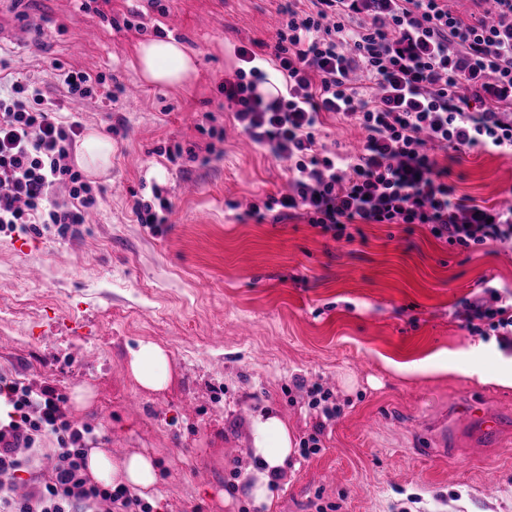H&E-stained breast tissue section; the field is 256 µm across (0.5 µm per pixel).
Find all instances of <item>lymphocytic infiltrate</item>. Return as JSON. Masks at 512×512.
Wrapping results in <instances>:
<instances>
[{
  "label": "lymphocytic infiltrate",
  "mask_w": 512,
  "mask_h": 512,
  "mask_svg": "<svg viewBox=\"0 0 512 512\" xmlns=\"http://www.w3.org/2000/svg\"><path fill=\"white\" fill-rule=\"evenodd\" d=\"M493 2L489 23L465 21L448 0H285L271 42L238 47L241 66L219 85L244 133L288 164V193L265 209L304 210L337 239L353 224H422L465 249L512 242V206L458 197L427 152L512 154V0ZM272 70L283 84L266 95ZM61 110L28 76L0 92V224H50L64 238L95 207L68 163L82 125ZM331 115L365 131L361 150L320 145ZM61 186L68 197L54 200ZM0 397L11 407L0 421V512H152L128 490L91 482L90 429L67 419L54 387L0 375ZM49 434L57 446L43 467Z\"/></svg>",
  "instance_id": "1"
}]
</instances>
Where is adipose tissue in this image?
I'll list each match as a JSON object with an SVG mask.
<instances>
[{
    "mask_svg": "<svg viewBox=\"0 0 512 512\" xmlns=\"http://www.w3.org/2000/svg\"><path fill=\"white\" fill-rule=\"evenodd\" d=\"M130 65L144 83L154 86L185 87L197 72L195 52L170 36L141 41ZM75 161L91 175L105 174L112 166L111 140L97 131H88L76 150ZM125 364L144 391L158 394L168 387L169 356L160 344L139 342L129 349ZM248 431L249 495L254 507L260 508L269 505L275 486L272 476L287 470L296 453L295 441L279 412L271 407L250 415ZM85 463L95 481L125 486L144 497L153 492L158 481L154 459L146 452L115 459L106 449L91 448Z\"/></svg>",
    "mask_w": 512,
    "mask_h": 512,
    "instance_id": "obj_1",
    "label": "adipose tissue"
}]
</instances>
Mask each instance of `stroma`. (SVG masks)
Wrapping results in <instances>:
<instances>
[{
	"label": "stroma",
	"instance_id": "1",
	"mask_svg": "<svg viewBox=\"0 0 512 512\" xmlns=\"http://www.w3.org/2000/svg\"><path fill=\"white\" fill-rule=\"evenodd\" d=\"M280 0H0L27 37L0 44L13 71L62 99L54 63L102 75L80 101L83 129L112 140L90 178L97 221L61 240L0 228V372L51 384L88 447L153 454V512H512V335L467 324L489 288L512 292V245L463 251L421 224H365L335 240L282 208L285 163L250 144L218 86L235 50L270 41ZM173 36L198 57L184 89L141 85L139 42ZM141 88L139 98L128 95ZM458 196L512 195V155L436 151ZM161 195L159 231L135 198ZM169 352L172 381L143 391L127 347ZM341 408L320 449L295 456L270 505L247 495V422L278 410L295 440L323 422L313 387ZM89 389L86 405L73 400ZM499 420L485 442L457 408ZM138 411H131V404Z\"/></svg>",
	"mask_w": 512,
	"mask_h": 512
}]
</instances>
